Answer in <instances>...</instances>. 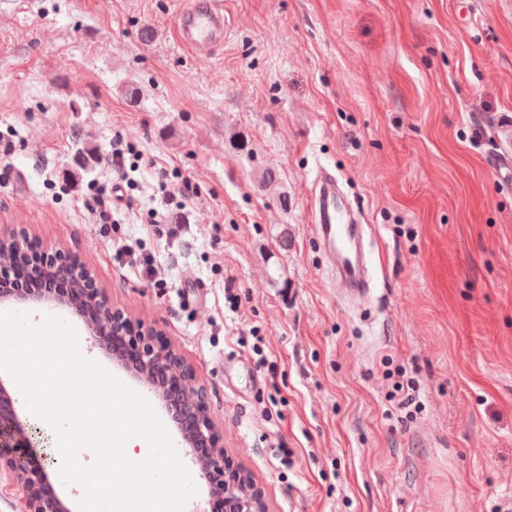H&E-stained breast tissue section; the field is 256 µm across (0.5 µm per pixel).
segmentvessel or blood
Segmentation results:
<instances>
[{"label": "vessel or blood", "instance_id": "obj_1", "mask_svg": "<svg viewBox=\"0 0 512 512\" xmlns=\"http://www.w3.org/2000/svg\"><path fill=\"white\" fill-rule=\"evenodd\" d=\"M178 41L198 54H205L224 38V14L215 0H190L180 14ZM313 221L318 240L329 254L337 279L346 281L355 298L370 292L364 251V230L350 215L344 194L337 187L335 171L324 168L310 188Z\"/></svg>", "mask_w": 512, "mask_h": 512}]
</instances>
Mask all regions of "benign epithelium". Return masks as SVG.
Segmentation results:
<instances>
[{
	"mask_svg": "<svg viewBox=\"0 0 512 512\" xmlns=\"http://www.w3.org/2000/svg\"><path fill=\"white\" fill-rule=\"evenodd\" d=\"M34 265L46 268L67 288L0 290V304L60 306L82 320L94 344L161 402L207 485V504L224 505L222 512H265L251 476L224 457V431L210 416L207 392L195 384L194 368L174 345L113 308L91 276L81 272L78 261L60 253L30 251L14 236L0 237V270L27 272ZM46 457L36 428L21 417L16 399L0 380V475L20 489L24 512H69L48 478Z\"/></svg>",
	"mask_w": 512,
	"mask_h": 512,
	"instance_id": "obj_1",
	"label": "benign epithelium"
}]
</instances>
